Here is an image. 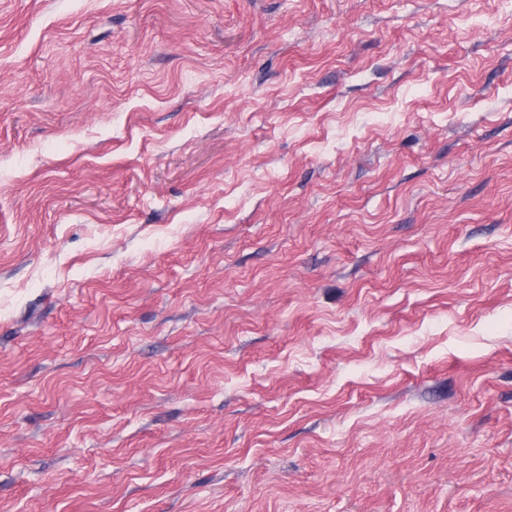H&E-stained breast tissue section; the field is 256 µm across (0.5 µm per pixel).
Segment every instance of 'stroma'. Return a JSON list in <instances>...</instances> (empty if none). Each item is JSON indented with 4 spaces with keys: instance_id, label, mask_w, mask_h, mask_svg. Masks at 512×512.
Instances as JSON below:
<instances>
[{
    "instance_id": "1",
    "label": "stroma",
    "mask_w": 512,
    "mask_h": 512,
    "mask_svg": "<svg viewBox=\"0 0 512 512\" xmlns=\"http://www.w3.org/2000/svg\"><path fill=\"white\" fill-rule=\"evenodd\" d=\"M0 512H512V0H0Z\"/></svg>"
}]
</instances>
